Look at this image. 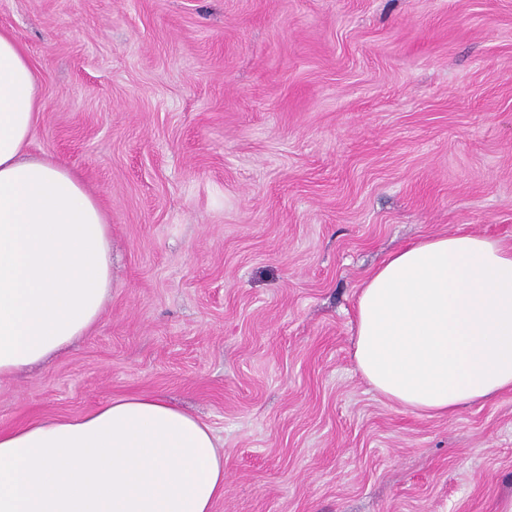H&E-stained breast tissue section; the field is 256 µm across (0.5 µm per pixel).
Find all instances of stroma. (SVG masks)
I'll use <instances>...</instances> for the list:
<instances>
[{"label":"stroma","mask_w":512,"mask_h":512,"mask_svg":"<svg viewBox=\"0 0 512 512\" xmlns=\"http://www.w3.org/2000/svg\"><path fill=\"white\" fill-rule=\"evenodd\" d=\"M0 30L115 273L88 336L0 378V427L163 396L219 441L213 512H502L512 392L421 416L352 350L395 251L512 245V0H0Z\"/></svg>","instance_id":"stroma-1"}]
</instances>
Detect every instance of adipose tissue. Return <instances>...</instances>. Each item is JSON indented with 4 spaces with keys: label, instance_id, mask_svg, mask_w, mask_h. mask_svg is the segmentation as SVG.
<instances>
[{
    "label": "adipose tissue",
    "instance_id": "1",
    "mask_svg": "<svg viewBox=\"0 0 512 512\" xmlns=\"http://www.w3.org/2000/svg\"><path fill=\"white\" fill-rule=\"evenodd\" d=\"M38 78L0 31V377L59 354L100 322L112 226L81 178L27 153ZM353 361L388 402L448 416L512 391V246L427 237L366 278ZM224 455L211 429L152 396L0 428V512H213Z\"/></svg>",
    "mask_w": 512,
    "mask_h": 512
}]
</instances>
